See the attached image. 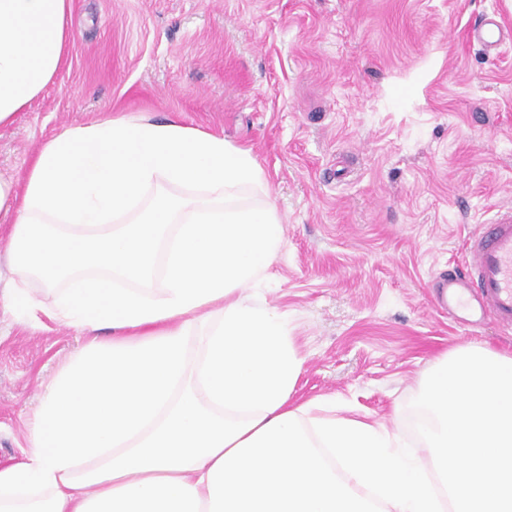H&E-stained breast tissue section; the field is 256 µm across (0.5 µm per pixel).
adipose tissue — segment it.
<instances>
[{
  "mask_svg": "<svg viewBox=\"0 0 512 512\" xmlns=\"http://www.w3.org/2000/svg\"><path fill=\"white\" fill-rule=\"evenodd\" d=\"M72 0H0V126L51 84L75 32ZM199 189L187 199L145 191ZM250 150L173 119L105 117L0 178L16 278L9 306L83 334L47 384L23 461L0 466V512H512V356L462 346L426 384L433 468L397 435L290 406L302 369L287 319L236 297L284 236ZM53 285L32 300L30 274ZM112 332L98 341V330ZM198 349H190L192 334Z\"/></svg>",
  "mask_w": 512,
  "mask_h": 512,
  "instance_id": "1",
  "label": "adipose tissue"
}]
</instances>
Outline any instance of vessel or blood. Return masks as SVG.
<instances>
[{"instance_id": "obj_1", "label": "vessel or blood", "mask_w": 512, "mask_h": 512, "mask_svg": "<svg viewBox=\"0 0 512 512\" xmlns=\"http://www.w3.org/2000/svg\"><path fill=\"white\" fill-rule=\"evenodd\" d=\"M469 37L488 51H497L506 33L497 21L473 28ZM469 262L461 273L449 275L442 301L475 316L492 315L512 327V208L504 210L468 240Z\"/></svg>"}]
</instances>
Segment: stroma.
Wrapping results in <instances>:
<instances>
[{"label": "stroma", "mask_w": 512, "mask_h": 512, "mask_svg": "<svg viewBox=\"0 0 512 512\" xmlns=\"http://www.w3.org/2000/svg\"><path fill=\"white\" fill-rule=\"evenodd\" d=\"M488 17L512 29V0H72L65 64L0 128V178L107 116L251 149L285 245L240 295L288 319L292 403H335L418 448L439 358L512 355L494 317L467 330L435 301L468 237L512 207V40L489 55L467 37ZM84 342L0 309L1 465L22 460L47 382Z\"/></svg>", "instance_id": "1"}]
</instances>
